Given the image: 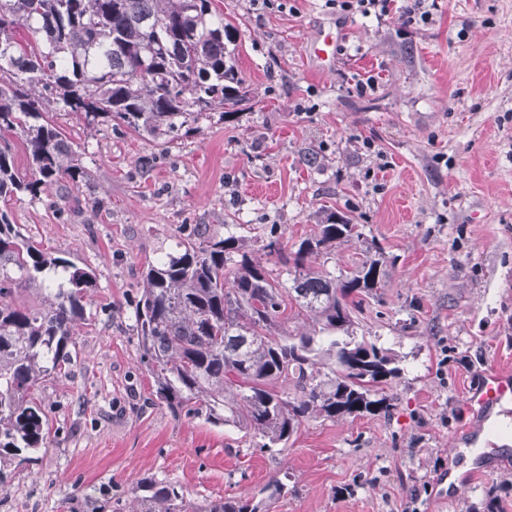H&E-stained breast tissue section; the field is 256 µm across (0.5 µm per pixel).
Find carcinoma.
<instances>
[{
	"instance_id": "cac0c4a2",
	"label": "carcinoma",
	"mask_w": 512,
	"mask_h": 512,
	"mask_svg": "<svg viewBox=\"0 0 512 512\" xmlns=\"http://www.w3.org/2000/svg\"><path fill=\"white\" fill-rule=\"evenodd\" d=\"M0 199H41L87 176L77 145L52 120L114 123L167 139L245 90L232 52L236 28L211 0H0ZM30 172L16 168L12 138ZM348 216L327 214L288 244L270 227L261 261L230 225L194 224L161 243L132 304L133 332L151 396L170 417L237 429L276 454L311 420L334 422L393 410L385 385L400 374L392 349L357 335L365 299L386 283L371 241L339 275L336 245L360 239ZM95 273L42 249L0 209V485L30 470L51 446L42 392L71 373L76 336L90 318ZM41 298L30 303L25 293ZM308 329L278 330L290 318ZM234 497L199 507L177 482L140 483L128 512H269Z\"/></svg>"
}]
</instances>
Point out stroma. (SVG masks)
<instances>
[{
	"mask_svg": "<svg viewBox=\"0 0 512 512\" xmlns=\"http://www.w3.org/2000/svg\"><path fill=\"white\" fill-rule=\"evenodd\" d=\"M212 3L237 29L248 101L167 144L58 113L88 172L81 212L10 203L24 234L96 280L80 362L44 392L59 433L0 490V512H127L151 475L199 502L259 500L282 479L273 512H512V463L443 502L437 485L476 423L467 393L512 366V0H439L431 24L407 27L325 0ZM323 30L338 45L327 72L306 56ZM368 77L375 91L357 94ZM332 211L396 258L357 330L402 358L391 416L312 420L271 456L151 403L130 302L159 241L183 224H239L253 248L274 224L293 243Z\"/></svg>",
	"mask_w": 512,
	"mask_h": 512,
	"instance_id": "1",
	"label": "stroma"
}]
</instances>
